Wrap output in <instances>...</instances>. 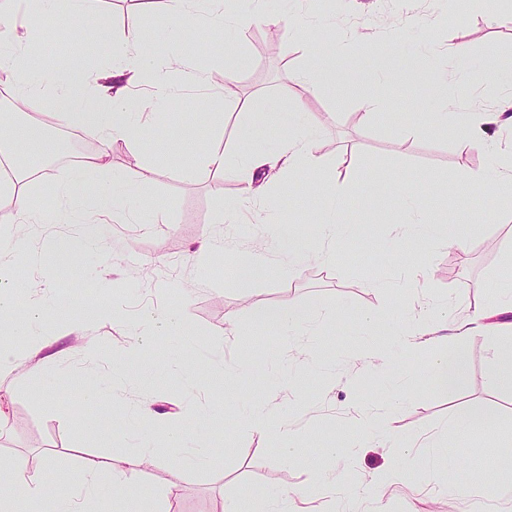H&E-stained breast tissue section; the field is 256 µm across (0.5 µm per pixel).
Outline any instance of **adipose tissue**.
Here are the masks:
<instances>
[{
  "label": "adipose tissue",
  "mask_w": 512,
  "mask_h": 512,
  "mask_svg": "<svg viewBox=\"0 0 512 512\" xmlns=\"http://www.w3.org/2000/svg\"><path fill=\"white\" fill-rule=\"evenodd\" d=\"M95 4L96 0H0V72L12 77L13 99L11 111L0 113V162L10 169L8 175L0 177V222L22 229L9 242L0 241V260L14 256L31 265L54 268L75 253L101 251L102 241L91 231V223L101 218L128 223L129 214L115 209L114 202L119 197L138 196L145 179L140 170L131 177L109 174L113 142L122 140L138 146L149 140L153 128L143 122L142 115L154 103L171 99L174 76L211 88L210 75L192 70L182 52L158 60L150 48V37L140 30L132 29L116 38L107 26H81V19L94 11ZM153 8L184 38L195 35L203 21L232 28L242 21L241 16L227 11L225 0H154ZM48 14L77 26L80 42L98 45L111 53V73L95 75L82 67L72 68L51 96H44L42 79L28 69L24 56L37 21ZM74 86L84 88L85 96L71 95ZM47 98L52 101L57 125L74 131H94L99 147L96 153L52 179L48 188L51 204L44 208L33 203V187L43 172L20 166L19 157L25 147L44 141L33 114ZM219 98V92L211 88L210 101ZM428 100L429 121L452 125L467 144H491L492 127L512 124V99L486 112L458 111L454 101L434 92ZM97 101L106 104V111L94 109ZM280 120L288 134L272 148L256 150L242 143L229 151L212 150L201 160L205 171H232L243 184V204L256 211L261 210L273 190L274 177L284 178L303 169L316 171L323 164L319 135L307 121L304 107L282 114ZM348 196L345 186H337L318 226L325 244L323 262H331L340 243L355 232L354 226L337 219ZM63 218L72 226L70 234L52 238L45 249L28 248L27 233L34 225L56 223ZM50 310L46 299L32 301L27 322L0 338V378L11 375L16 367L17 343H25L34 355L51 347L54 333L47 323ZM151 456L148 447L132 450L123 467L113 469L105 484L91 465L74 475L59 474V483L70 488L65 496L42 484L22 480L25 460L9 459L6 466L12 469L15 479L10 488L0 491V512H28L34 502L40 504L41 512H84L88 507L105 506L117 492L126 499L130 512H143L141 499L133 491V478Z\"/></svg>",
  "instance_id": "adipose-tissue-1"
}]
</instances>
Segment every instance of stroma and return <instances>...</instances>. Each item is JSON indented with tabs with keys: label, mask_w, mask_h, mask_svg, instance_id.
Wrapping results in <instances>:
<instances>
[{
	"label": "stroma",
	"mask_w": 512,
	"mask_h": 512,
	"mask_svg": "<svg viewBox=\"0 0 512 512\" xmlns=\"http://www.w3.org/2000/svg\"><path fill=\"white\" fill-rule=\"evenodd\" d=\"M255 7L258 19L244 22L237 34L208 26L197 36L192 57L199 66L209 65L226 41L247 59L244 68L217 74L226 88L220 101L207 104L205 89L185 84L160 109L163 128L196 127L192 147H172L163 129L136 150L122 141L113 144V172L139 163L150 168L140 197L126 205L138 222L96 225L103 250L57 270L54 288H47L41 268L16 263L15 320L25 319L31 300L52 293L57 335L52 361L21 357L12 377L0 381L9 390L0 398L8 420L0 431V458L35 462L30 478L42 482L88 457L121 466L146 432L154 452L135 487L156 512L233 506L252 512L276 495L303 490L308 512H368L363 477L399 466L393 445L413 441L429 466L407 469L383 499L386 512H512V501L495 499L488 490L498 448L512 445V387L488 379L495 340L482 332L460 339L452 329L438 330L435 350L464 354L463 378L448 391L418 370L424 351L413 334L422 306L452 303L461 320L496 306L499 282L512 278V194H461L471 174L489 168L490 155L461 144L451 128L432 126L422 110L425 90L410 76L446 68L460 111L495 108L512 96V28L497 23V0H469L459 15L451 0H415L409 9L401 0H332L324 14L315 0H257ZM282 15L293 25L278 27L279 48L267 54L264 19ZM102 22L118 36L132 27L157 32L156 54L168 51L164 24L146 0H99L84 23ZM363 24L364 47L343 59L354 75L350 85L316 91L296 83L295 70L316 48L336 45L346 29ZM53 28L31 58L45 81L78 56L90 70L111 69L102 48L78 46L75 30L62 23ZM390 40L396 52L382 54ZM458 43L465 44V54L453 52ZM370 95L387 106L367 118L360 101ZM299 102L321 135V170L287 182L261 214L247 210L235 223H213L217 209L239 201L242 184L229 174H200L199 156L234 146L270 110L289 113ZM204 108L210 113L206 124ZM304 180L321 181L330 190L339 184L352 188L344 219L360 232L337 248L328 265H289L272 237L278 225L313 235L326 198L296 196ZM397 182L417 188L426 222L458 226L467 249L420 242L391 189ZM207 234L221 244L199 264L193 254ZM244 258L267 270L247 286L231 274ZM412 263L423 270L421 285L409 282ZM84 284L93 286V295L77 293ZM116 298L124 303L122 318L94 321L93 308ZM260 304L332 310L340 320L321 324L302 357L298 337L255 322ZM182 307L188 329L182 342L161 334L144 344L134 336L132 325L141 317L160 319ZM365 313L377 316L379 327L360 330ZM87 342L101 360L81 355ZM245 359L257 364L258 373L225 389L216 367ZM394 393L402 397L400 406L373 423L363 447L341 457L324 455V448L349 436L363 405L381 404ZM145 398L170 424L137 420L134 406ZM259 403L270 404L277 422L291 429L301 449L295 461L281 460L275 436L241 426V417ZM460 413L483 416L494 427L458 434L450 419ZM173 428L182 435V448L170 444ZM186 447L209 449V464L181 470ZM319 467L335 474V492L312 486ZM174 480L181 490L169 500L163 492ZM452 486L463 488V495L449 494Z\"/></svg>",
	"instance_id": "35a3bbf8"
}]
</instances>
